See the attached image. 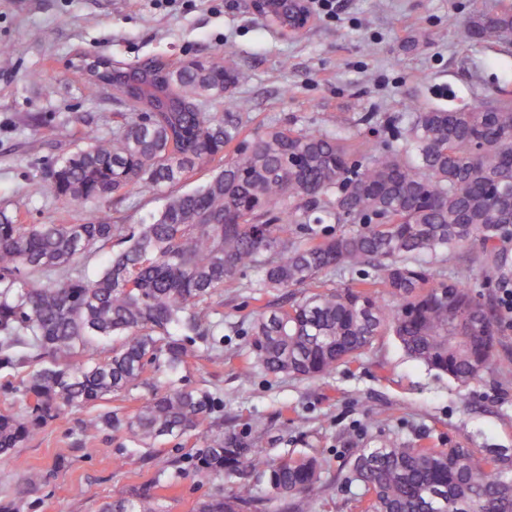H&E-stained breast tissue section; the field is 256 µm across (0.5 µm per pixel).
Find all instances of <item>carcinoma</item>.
<instances>
[{
  "mask_svg": "<svg viewBox=\"0 0 512 512\" xmlns=\"http://www.w3.org/2000/svg\"><path fill=\"white\" fill-rule=\"evenodd\" d=\"M512 33V4L476 10L469 42ZM156 93L112 90L134 111L120 113L112 136L86 128L73 151L51 164L48 188L78 204H106L130 189L155 193L215 164L200 187L172 193L135 230L106 217L80 224H25L0 214V378L25 411L0 412V454L33 440L51 421L112 395L149 392L124 415L102 411L83 427L140 447L164 438L193 440L202 476L229 491L199 512H312L329 504L325 461L311 453L272 454L263 429L224 428V399L184 375L204 349L224 356V289L303 288L288 305L246 321V366L303 380L325 379L376 339L394 336L431 370L466 385L497 355L494 306L466 284L439 275L464 256L486 287L512 284V101L467 109L404 113L393 141L359 139L354 124L267 126L234 152L242 133L228 104L247 81L224 53L179 67L148 60ZM331 224H347L336 233ZM117 242L94 275L87 263ZM336 269L357 277L329 287ZM23 469L20 496L0 512H21L23 494L44 484ZM338 478L355 489L358 512H512V457H481L462 444L423 448L385 439L362 448ZM146 489L103 512H155Z\"/></svg>",
  "mask_w": 512,
  "mask_h": 512,
  "instance_id": "1",
  "label": "carcinoma"
}]
</instances>
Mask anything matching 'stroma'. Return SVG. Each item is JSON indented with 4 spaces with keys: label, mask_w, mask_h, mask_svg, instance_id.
<instances>
[{
    "label": "stroma",
    "mask_w": 512,
    "mask_h": 512,
    "mask_svg": "<svg viewBox=\"0 0 512 512\" xmlns=\"http://www.w3.org/2000/svg\"><path fill=\"white\" fill-rule=\"evenodd\" d=\"M341 3L335 18H312L286 39L255 19L248 0H197L191 8L186 0H0V211L29 224L79 223L103 212L134 227L162 207V199L134 190L100 208L48 190L33 193L47 166L74 149L82 119L108 136L116 113L127 109L75 68L84 54L123 64L229 54L249 76L228 106L242 115L246 137L270 125L332 129L370 112L374 121L359 132L379 142L414 107L461 109L512 92V40L461 37L473 9L493 11L499 0ZM288 297L225 289L224 361L199 354L187 374L223 397L225 422L268 426L277 452L324 457L329 512H354L338 470L385 438L438 448L460 442L481 456L491 448L512 455V314L499 323L498 354L506 367L490 368L466 386L410 360L390 336L324 380L276 378L258 368L243 374L244 315ZM80 420L64 415L16 449L47 474L41 489L26 496L23 512H99L147 484L157 512H196L202 499L225 487L195 472L188 448L157 445L156 454L180 462L161 474L143 449L122 447L104 432H82ZM62 449L69 463L59 469Z\"/></svg>",
    "instance_id": "obj_1"
}]
</instances>
